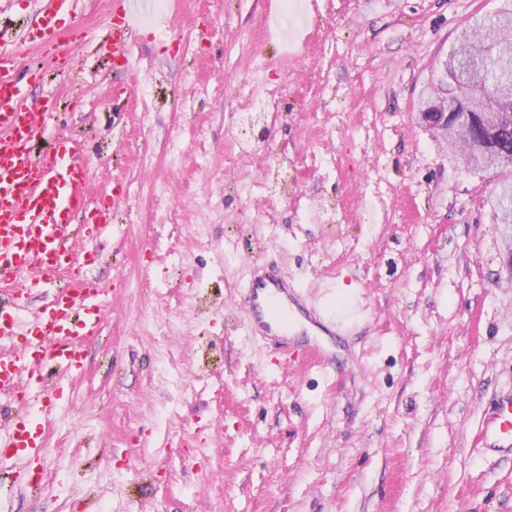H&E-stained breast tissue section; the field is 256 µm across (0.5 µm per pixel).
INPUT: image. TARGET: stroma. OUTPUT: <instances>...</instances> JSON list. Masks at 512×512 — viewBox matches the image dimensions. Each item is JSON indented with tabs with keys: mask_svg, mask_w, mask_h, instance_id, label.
Segmentation results:
<instances>
[{
	"mask_svg": "<svg viewBox=\"0 0 512 512\" xmlns=\"http://www.w3.org/2000/svg\"><path fill=\"white\" fill-rule=\"evenodd\" d=\"M183 0L122 58L111 17L75 66L31 54L49 124L113 207L85 275L110 299L39 459L0 462V512H512V457L473 447L512 390V275L498 179L455 166L421 91L502 0ZM267 101L266 143L244 133ZM284 162L281 177L265 168ZM352 306L366 378L272 364L234 305L253 261Z\"/></svg>",
	"mask_w": 512,
	"mask_h": 512,
	"instance_id": "stroma-1",
	"label": "stroma"
}]
</instances>
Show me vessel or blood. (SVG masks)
Here are the masks:
<instances>
[{
	"label": "vessel or blood",
	"mask_w": 512,
	"mask_h": 512,
	"mask_svg": "<svg viewBox=\"0 0 512 512\" xmlns=\"http://www.w3.org/2000/svg\"><path fill=\"white\" fill-rule=\"evenodd\" d=\"M31 21L39 32L36 52L73 66L69 46L72 28L61 13L72 0H43ZM139 0H112V51L122 54L126 39L142 28ZM0 35V396L10 410L0 413V457L21 464L18 477L40 486L44 473L36 467L44 446L43 423L57 408L48 392L45 369L55 367L57 384L77 377L84 342L99 335L108 291L98 280L77 272L68 287L56 290L38 310L28 294L54 285L72 252L91 237L110 231V213L89 209L84 191L87 172L74 143L53 135L47 107H33L24 93V63L4 49ZM301 291L281 266L254 261L243 286L246 330L281 360L306 355L323 367H357L343 337L357 333V314L336 312L321 302L329 293ZM483 447L512 455V396L486 409L476 435Z\"/></svg>",
	"instance_id": "1"
}]
</instances>
